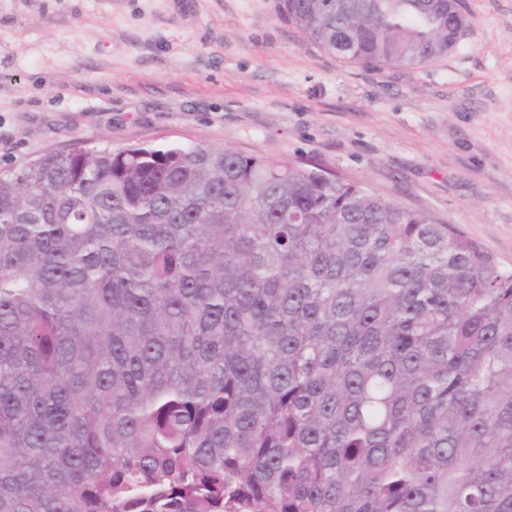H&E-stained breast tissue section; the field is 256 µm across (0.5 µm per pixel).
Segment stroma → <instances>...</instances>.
Listing matches in <instances>:
<instances>
[{
  "label": "stroma",
  "instance_id": "obj_1",
  "mask_svg": "<svg viewBox=\"0 0 512 512\" xmlns=\"http://www.w3.org/2000/svg\"><path fill=\"white\" fill-rule=\"evenodd\" d=\"M442 59L383 69L277 0H0V172L42 154L201 144L317 166L512 268V0H462Z\"/></svg>",
  "mask_w": 512,
  "mask_h": 512
}]
</instances>
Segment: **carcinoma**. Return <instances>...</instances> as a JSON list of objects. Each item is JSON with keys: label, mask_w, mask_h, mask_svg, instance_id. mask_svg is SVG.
I'll use <instances>...</instances> for the list:
<instances>
[{"label": "carcinoma", "mask_w": 512, "mask_h": 512, "mask_svg": "<svg viewBox=\"0 0 512 512\" xmlns=\"http://www.w3.org/2000/svg\"><path fill=\"white\" fill-rule=\"evenodd\" d=\"M418 65L460 0H279ZM0 512H512V270L362 183L205 145L0 175Z\"/></svg>", "instance_id": "1"}]
</instances>
